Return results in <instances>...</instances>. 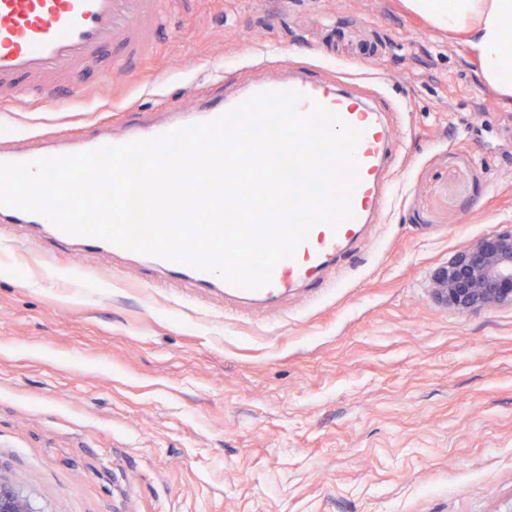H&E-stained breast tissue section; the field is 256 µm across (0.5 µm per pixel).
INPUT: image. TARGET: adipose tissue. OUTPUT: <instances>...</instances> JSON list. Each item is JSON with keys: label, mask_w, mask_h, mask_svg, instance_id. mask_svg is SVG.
I'll return each mask as SVG.
<instances>
[{"label": "adipose tissue", "mask_w": 512, "mask_h": 512, "mask_svg": "<svg viewBox=\"0 0 512 512\" xmlns=\"http://www.w3.org/2000/svg\"><path fill=\"white\" fill-rule=\"evenodd\" d=\"M432 30L461 40L479 67L480 79L495 93L512 97V0H403Z\"/></svg>", "instance_id": "adipose-tissue-1"}]
</instances>
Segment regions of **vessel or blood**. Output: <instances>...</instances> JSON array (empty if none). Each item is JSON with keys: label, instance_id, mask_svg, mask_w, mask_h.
<instances>
[{"label": "vessel or blood", "instance_id": "1", "mask_svg": "<svg viewBox=\"0 0 512 512\" xmlns=\"http://www.w3.org/2000/svg\"><path fill=\"white\" fill-rule=\"evenodd\" d=\"M163 17V0H0V103H49L57 85L87 90L88 71H95L101 80L128 72L135 61L152 53ZM286 89L301 95L295 105L299 116H309L319 104L360 129L354 160L345 172L346 181L354 185L352 217L314 227L292 256L275 266L270 283L256 290L174 260L150 255L146 261L170 277L188 280L200 288L217 286L225 294L265 306L275 305L288 290L301 285L315 284L329 294L335 292L336 281L321 284L317 276L336 264L355 244L365 224L385 210L388 188L383 172L393 162V147L380 110L366 98L322 79L315 70L305 68L295 74L286 71L275 77L257 74L251 82L225 93L223 100L189 113L172 108L167 120L127 126L118 137L98 131L78 137L63 134L34 147L25 133L5 134L0 136V163L65 157L106 145L155 138L180 127L216 120L258 93ZM23 236L39 237L49 247L77 259L87 252L119 258L133 255L132 250L107 240L68 234L43 215L0 206V239Z\"/></svg>", "mask_w": 512, "mask_h": 512}]
</instances>
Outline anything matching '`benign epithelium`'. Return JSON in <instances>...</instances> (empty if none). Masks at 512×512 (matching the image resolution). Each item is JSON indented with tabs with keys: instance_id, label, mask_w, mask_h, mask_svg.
<instances>
[{
	"instance_id": "7a95c632",
	"label": "benign epithelium",
	"mask_w": 512,
	"mask_h": 512,
	"mask_svg": "<svg viewBox=\"0 0 512 512\" xmlns=\"http://www.w3.org/2000/svg\"><path fill=\"white\" fill-rule=\"evenodd\" d=\"M512 226L494 232L458 252L433 279L435 296L468 312L495 304H512ZM0 512H29L28 498L0 478Z\"/></svg>"
}]
</instances>
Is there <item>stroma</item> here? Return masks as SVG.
<instances>
[{
    "label": "stroma",
    "instance_id": "stroma-1",
    "mask_svg": "<svg viewBox=\"0 0 512 512\" xmlns=\"http://www.w3.org/2000/svg\"><path fill=\"white\" fill-rule=\"evenodd\" d=\"M334 60L406 109L392 207L343 288L272 310L125 260L0 246V477L35 512H512V305L463 313L435 272L512 224V99L400 0H176L150 58L89 95L0 108V129L118 127L172 83L217 99L210 63ZM193 303H185V296Z\"/></svg>",
    "mask_w": 512,
    "mask_h": 512
}]
</instances>
